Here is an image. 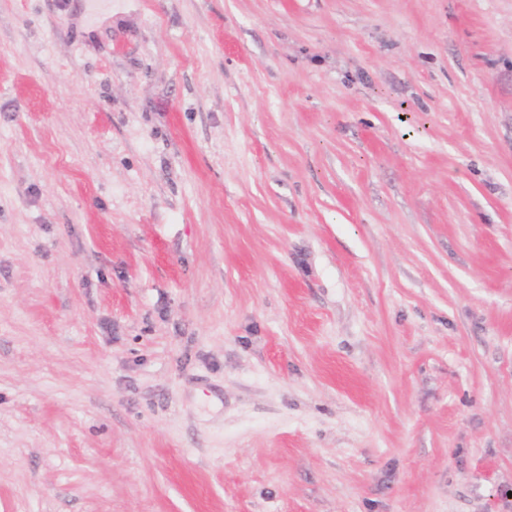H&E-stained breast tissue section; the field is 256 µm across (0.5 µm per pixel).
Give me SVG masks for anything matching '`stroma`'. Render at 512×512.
Listing matches in <instances>:
<instances>
[{"label": "stroma", "instance_id": "1", "mask_svg": "<svg viewBox=\"0 0 512 512\" xmlns=\"http://www.w3.org/2000/svg\"><path fill=\"white\" fill-rule=\"evenodd\" d=\"M0 512H512V0H0Z\"/></svg>", "mask_w": 512, "mask_h": 512}]
</instances>
